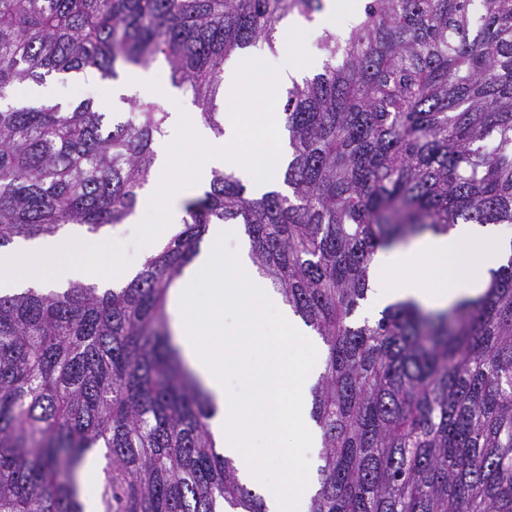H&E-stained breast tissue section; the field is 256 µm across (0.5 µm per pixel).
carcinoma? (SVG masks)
Masks as SVG:
<instances>
[{
  "mask_svg": "<svg viewBox=\"0 0 512 512\" xmlns=\"http://www.w3.org/2000/svg\"><path fill=\"white\" fill-rule=\"evenodd\" d=\"M324 0H0V248L65 224L123 223L169 113L133 99L15 107L16 84L162 57L210 129L228 59ZM322 71L280 105L289 192L234 172L184 201L182 230L121 288L0 294V512H85L78 471L107 449L98 512H267L216 451V405L172 343L166 295L210 224L253 258L326 346L310 512H512V257L437 313L351 317L377 252L458 224H512V0H365Z\"/></svg>",
  "mask_w": 512,
  "mask_h": 512,
  "instance_id": "1",
  "label": "carcinoma"
}]
</instances>
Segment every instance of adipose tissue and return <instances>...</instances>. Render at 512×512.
<instances>
[{"label": "adipose tissue", "mask_w": 512, "mask_h": 512, "mask_svg": "<svg viewBox=\"0 0 512 512\" xmlns=\"http://www.w3.org/2000/svg\"><path fill=\"white\" fill-rule=\"evenodd\" d=\"M490 225L459 224L375 255V311L406 301L431 310L484 293L512 256V241ZM167 308L184 360L214 400L210 431L269 512H309L321 433L308 390L321 345L282 296L256 272L235 225H209L199 251L169 289ZM293 396H286L282 383Z\"/></svg>", "instance_id": "ef3b65f1"}]
</instances>
